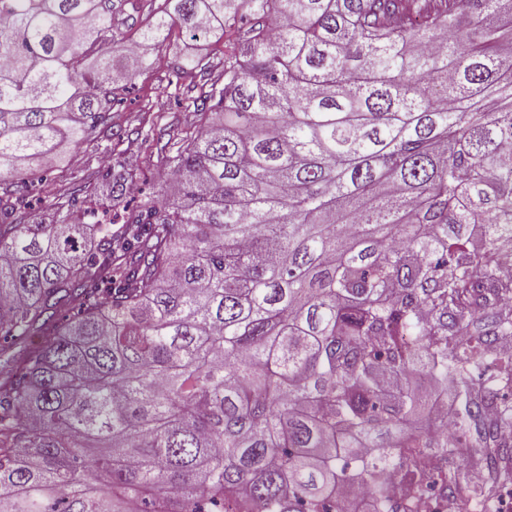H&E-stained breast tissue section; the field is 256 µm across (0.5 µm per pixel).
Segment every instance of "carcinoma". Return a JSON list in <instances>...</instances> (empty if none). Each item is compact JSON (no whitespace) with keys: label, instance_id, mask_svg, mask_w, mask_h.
Instances as JSON below:
<instances>
[{"label":"carcinoma","instance_id":"obj_1","mask_svg":"<svg viewBox=\"0 0 512 512\" xmlns=\"http://www.w3.org/2000/svg\"><path fill=\"white\" fill-rule=\"evenodd\" d=\"M148 7L117 72L120 0H0L1 181L112 130L173 26L235 34L164 206L80 222L109 172L0 215V512H332L391 448L458 452L435 387L512 434V0ZM433 417L443 425H448V445L457 446V440L454 438V431L457 428L453 410L443 396H438L434 402L432 411Z\"/></svg>","mask_w":512,"mask_h":512}]
</instances>
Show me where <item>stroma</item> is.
I'll return each mask as SVG.
<instances>
[{"label":"stroma","mask_w":512,"mask_h":512,"mask_svg":"<svg viewBox=\"0 0 512 512\" xmlns=\"http://www.w3.org/2000/svg\"><path fill=\"white\" fill-rule=\"evenodd\" d=\"M173 63L170 51L153 52L133 85L121 91L120 101L113 109L111 131L81 146L69 165L44 173L42 182L36 186L26 187L21 181H8V199L28 198L37 214L49 222L58 208L54 185L77 183L88 176L99 178L109 171L122 177V192L109 198L89 197L83 204L84 209L109 208L117 213L131 214L147 201H161L164 153L157 148L146 150L132 130L148 126L150 118L159 116L167 124L170 135L176 138L195 122L193 107L168 83L167 76Z\"/></svg>","instance_id":"stroma-1"}]
</instances>
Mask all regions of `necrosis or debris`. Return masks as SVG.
<instances>
[{
    "instance_id": "4bbe7bcc",
    "label": "necrosis or debris",
    "mask_w": 512,
    "mask_h": 512,
    "mask_svg": "<svg viewBox=\"0 0 512 512\" xmlns=\"http://www.w3.org/2000/svg\"><path fill=\"white\" fill-rule=\"evenodd\" d=\"M397 454L400 465L384 468L376 478L387 500L361 484L340 500L338 512H512V486L488 492L477 481L474 494L462 499L449 490L448 460L435 449L401 448Z\"/></svg>"
}]
</instances>
